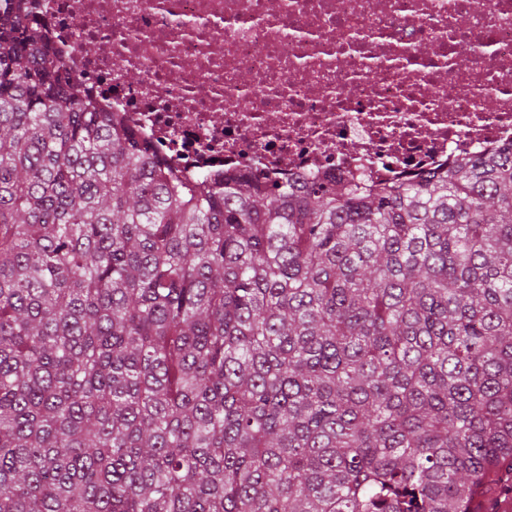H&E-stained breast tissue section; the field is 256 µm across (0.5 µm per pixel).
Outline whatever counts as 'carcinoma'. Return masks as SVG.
<instances>
[{
	"label": "carcinoma",
	"mask_w": 512,
	"mask_h": 512,
	"mask_svg": "<svg viewBox=\"0 0 512 512\" xmlns=\"http://www.w3.org/2000/svg\"><path fill=\"white\" fill-rule=\"evenodd\" d=\"M0 15V512H475L512 493V147L190 183Z\"/></svg>",
	"instance_id": "1"
}]
</instances>
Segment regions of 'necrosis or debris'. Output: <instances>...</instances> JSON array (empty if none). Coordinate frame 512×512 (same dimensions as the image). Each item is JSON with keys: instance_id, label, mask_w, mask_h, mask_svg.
Returning a JSON list of instances; mask_svg holds the SVG:
<instances>
[{"instance_id": "obj_1", "label": "necrosis or debris", "mask_w": 512, "mask_h": 512, "mask_svg": "<svg viewBox=\"0 0 512 512\" xmlns=\"http://www.w3.org/2000/svg\"><path fill=\"white\" fill-rule=\"evenodd\" d=\"M184 180L394 182L512 145V0H27Z\"/></svg>"}]
</instances>
